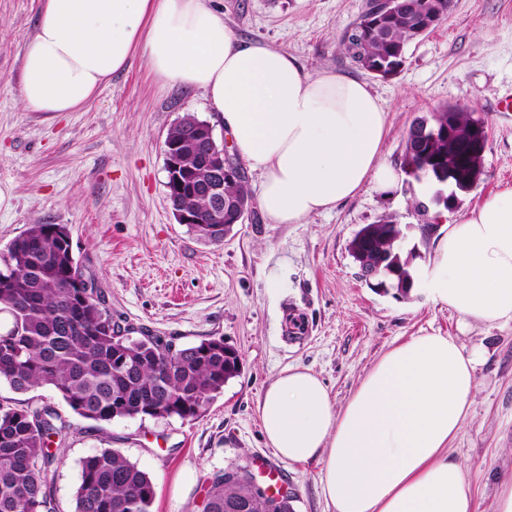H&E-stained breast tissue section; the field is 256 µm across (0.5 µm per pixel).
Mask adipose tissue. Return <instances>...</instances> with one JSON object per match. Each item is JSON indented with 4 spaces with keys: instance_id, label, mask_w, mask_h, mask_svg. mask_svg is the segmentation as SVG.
Returning <instances> with one entry per match:
<instances>
[{
    "instance_id": "1",
    "label": "adipose tissue",
    "mask_w": 512,
    "mask_h": 512,
    "mask_svg": "<svg viewBox=\"0 0 512 512\" xmlns=\"http://www.w3.org/2000/svg\"><path fill=\"white\" fill-rule=\"evenodd\" d=\"M139 48L163 85L203 90L233 149L260 176L272 224H303L366 184L390 190L386 114L368 85L311 74L227 26L209 0H43L23 58L20 99L74 112ZM434 302L465 318L512 322V187L486 197L435 242ZM474 361L449 336L389 349L343 408L310 369L288 368L257 404L267 444L290 462L321 461L332 512H476L472 485L448 453L476 391Z\"/></svg>"
}]
</instances>
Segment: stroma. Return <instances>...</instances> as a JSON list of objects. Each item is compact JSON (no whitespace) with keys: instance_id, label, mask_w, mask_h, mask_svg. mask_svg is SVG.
Here are the masks:
<instances>
[{"instance_id":"stroma-1","label":"stroma","mask_w":512,"mask_h":512,"mask_svg":"<svg viewBox=\"0 0 512 512\" xmlns=\"http://www.w3.org/2000/svg\"><path fill=\"white\" fill-rule=\"evenodd\" d=\"M368 0H211L241 38L294 56L305 71L328 69L366 82L387 114L383 157L401 166L412 123L438 106H463L484 120L482 175L448 221L512 186V0H453L445 18L408 44L402 70L383 78L357 68L339 44ZM42 0H0V249L32 224H64L84 272L114 317L184 348L224 338L241 358L239 376L197 418L119 419L103 426L73 417L56 496L70 504L81 461L118 449L156 486L153 512H202L211 476L238 464L275 466L294 512H329L321 463H291L267 445L257 404L291 367L310 369L343 406L373 365L410 337H454L476 360L477 389L449 453L475 493L477 512L512 476V323L485 325L434 303L424 288L402 295L371 288L349 244L356 232L393 216L403 249H416L415 279L431 263L435 234L419 211L434 188L401 181L366 185L354 198L305 224H270L258 207L221 244L177 223L167 199L164 139L187 115L229 136L201 92L163 87L136 50L85 106L34 112L20 102L25 48Z\"/></svg>"}]
</instances>
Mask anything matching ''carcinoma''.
Instances as JSON below:
<instances>
[{"label": "carcinoma", "mask_w": 512, "mask_h": 512, "mask_svg": "<svg viewBox=\"0 0 512 512\" xmlns=\"http://www.w3.org/2000/svg\"><path fill=\"white\" fill-rule=\"evenodd\" d=\"M448 15V0H395L368 5L341 45L356 65L382 77L398 74L408 43ZM453 119L465 132L475 120L467 111L441 107L414 122L406 135L404 170L442 191V175L457 166L448 137L423 133ZM224 195L250 208L244 182H228ZM208 224L188 229L214 244L223 231ZM403 232L387 216L363 227V261L379 267L378 281L401 290L414 278V251L400 248ZM0 386L19 394L51 386L71 411L97 424L115 419L195 418L239 375L224 356V339L211 337L170 351V341L145 331L116 329V320L94 281L76 259L65 224H32L0 249ZM139 336H134V333ZM77 428L54 403L32 396L20 403L0 398V512H64L55 497L60 449ZM226 482L218 473L202 512H293L270 507L240 467ZM156 497L151 476L113 448H99L81 461L71 512H151Z\"/></svg>", "instance_id": "carcinoma-1"}]
</instances>
